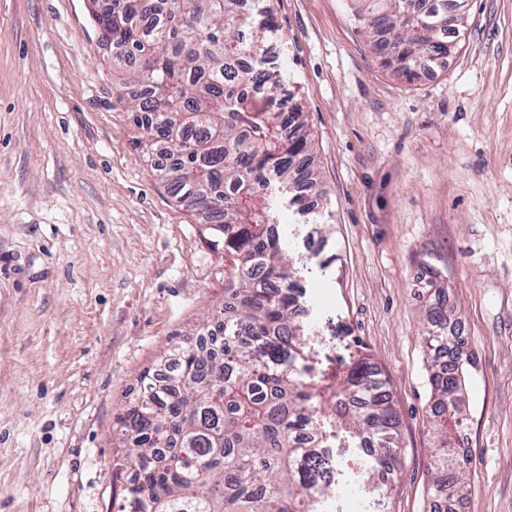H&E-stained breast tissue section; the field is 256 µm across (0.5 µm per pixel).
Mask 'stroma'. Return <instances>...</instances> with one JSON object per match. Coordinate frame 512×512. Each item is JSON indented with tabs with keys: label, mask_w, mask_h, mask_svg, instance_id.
Instances as JSON below:
<instances>
[{
	"label": "stroma",
	"mask_w": 512,
	"mask_h": 512,
	"mask_svg": "<svg viewBox=\"0 0 512 512\" xmlns=\"http://www.w3.org/2000/svg\"><path fill=\"white\" fill-rule=\"evenodd\" d=\"M356 0H274L312 136L316 223L279 196L315 387L363 345L399 463L384 498L336 441L335 512H429L422 331L447 300L474 365L460 512H512V0H471L445 68L408 83ZM86 0H0V512H117L113 433L140 373L224 308V243L135 140Z\"/></svg>",
	"instance_id": "obj_1"
}]
</instances>
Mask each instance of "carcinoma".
Listing matches in <instances>:
<instances>
[{"instance_id": "carcinoma-1", "label": "carcinoma", "mask_w": 512, "mask_h": 512, "mask_svg": "<svg viewBox=\"0 0 512 512\" xmlns=\"http://www.w3.org/2000/svg\"><path fill=\"white\" fill-rule=\"evenodd\" d=\"M358 21L393 72L413 82L443 66L448 38L469 19L470 0H360ZM458 21L448 33V13ZM112 45V70L135 108L137 146L164 158L168 191L214 216L224 239V348L180 347L160 371L139 377L137 399L117 418L118 512H322L336 493V455L317 415L324 406L370 449L366 485L384 489L397 461V414L385 381L363 354L330 398L312 371L292 262L275 231L272 190L317 183L300 167L311 134L299 105L288 41L273 0H112L93 14ZM424 333L432 427L442 454L427 497L464 492L468 456L448 454L462 414L463 347L448 312L433 305Z\"/></svg>"}]
</instances>
